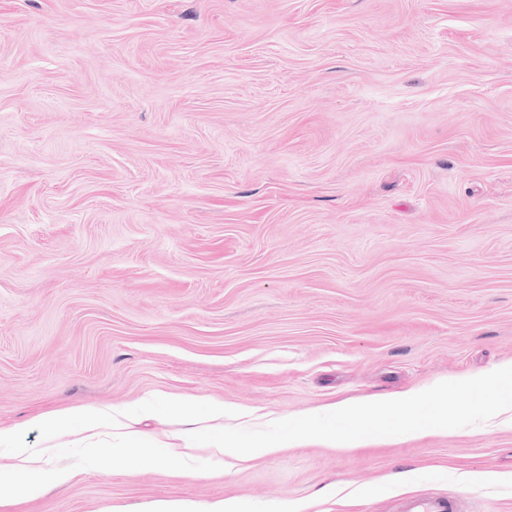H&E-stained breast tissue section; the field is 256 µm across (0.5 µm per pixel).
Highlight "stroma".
Here are the masks:
<instances>
[{
    "label": "stroma",
    "instance_id": "stroma-1",
    "mask_svg": "<svg viewBox=\"0 0 512 512\" xmlns=\"http://www.w3.org/2000/svg\"><path fill=\"white\" fill-rule=\"evenodd\" d=\"M512 0H0V426L153 397L241 442L447 381L444 435L191 469L157 455L8 512H512ZM410 473L408 486L388 481ZM404 512H461L459 501L448 498L415 499L407 504ZM147 512H241L234 499L219 500L200 508L191 500H162L155 502Z\"/></svg>",
    "mask_w": 512,
    "mask_h": 512
}]
</instances>
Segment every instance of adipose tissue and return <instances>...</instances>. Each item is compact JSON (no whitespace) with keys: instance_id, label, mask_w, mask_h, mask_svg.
Listing matches in <instances>:
<instances>
[{"instance_id":"1","label":"adipose tissue","mask_w":512,"mask_h":512,"mask_svg":"<svg viewBox=\"0 0 512 512\" xmlns=\"http://www.w3.org/2000/svg\"><path fill=\"white\" fill-rule=\"evenodd\" d=\"M447 390L448 385L444 382L425 385L393 401H372L361 413L347 405L331 408V415L345 421L346 426L332 434L329 442L338 449L350 450L362 447L369 436L380 432L391 434L400 431L414 437L448 432L453 427V419L447 408L439 404ZM431 403L437 406L434 416L430 420H422V407ZM152 408L151 400L142 399L122 406L107 405L76 409L68 413L41 414L32 421L43 439L44 449L40 452L27 448L14 429L0 426V447L9 449L14 459L11 469L0 470V508L21 499L44 496L50 490L67 485L76 478V471L57 466L53 458L57 439L66 430L77 432L76 447L96 458L100 457L103 445L113 441L131 456H152L164 451L182 463L187 461L189 449L203 446L235 459L273 455L295 447L312 430V423L307 420L295 424L284 438L260 437L244 444L235 436L225 434L206 441L202 438L196 419L189 417L174 439L160 446L125 430L127 422L138 420Z\"/></svg>"}]
</instances>
